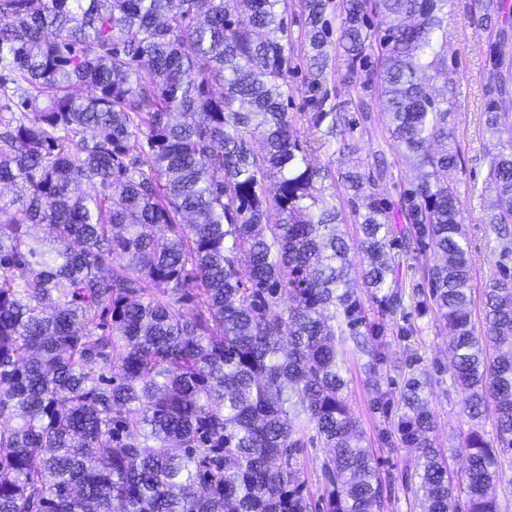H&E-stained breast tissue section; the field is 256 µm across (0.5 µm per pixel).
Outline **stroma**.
<instances>
[{"label":"stroma","mask_w":512,"mask_h":512,"mask_svg":"<svg viewBox=\"0 0 512 512\" xmlns=\"http://www.w3.org/2000/svg\"><path fill=\"white\" fill-rule=\"evenodd\" d=\"M469 3L470 0H448L447 6L448 66L454 79L451 98L458 105L454 136L461 149V160L457 168L449 172L448 179L460 192L463 225L476 261L478 281L483 284L492 275L496 261L482 230L483 219L494 197L486 183L492 141L482 125L489 35L471 24ZM348 140L353 149L345 154L339 153L333 143L314 146L313 164L366 172L373 165L376 151L381 150L393 172L392 179L379 188L383 198L397 202L404 188L419 182L420 171L400 163L388 133L382 128L354 129ZM412 321L416 327L413 335L391 333L384 339L386 362L382 387L389 393L385 408L375 407L358 359H351L348 364L349 406L364 431L390 496L389 512H421L415 495L412 456L398 438L391 435L402 413L401 390L410 373H427L437 383L432 402L436 418L432 441L444 451L449 471L457 477L467 465L463 438L469 421L463 412L462 394L454 382L448 335L435 308H426L422 314L413 316Z\"/></svg>","instance_id":"obj_1"}]
</instances>
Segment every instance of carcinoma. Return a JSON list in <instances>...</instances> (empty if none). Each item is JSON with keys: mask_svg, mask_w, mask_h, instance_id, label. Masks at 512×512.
Listing matches in <instances>:
<instances>
[{"mask_svg": "<svg viewBox=\"0 0 512 512\" xmlns=\"http://www.w3.org/2000/svg\"><path fill=\"white\" fill-rule=\"evenodd\" d=\"M499 25L504 0H479ZM0 0V512H313L301 458L325 449L319 512H385L344 397L348 356L376 405L381 337L406 316L413 261L448 331L463 411L493 406L496 443L466 434L448 474L434 382L406 379L397 431L422 512H500L512 451V101L493 43L495 140L484 232L500 248L479 292L461 224L447 0ZM356 75L353 118L328 90L331 37ZM190 46V52L184 47ZM306 66L312 111L285 112ZM222 88L216 93L215 86ZM87 94L76 96L75 87ZM423 171L394 222L391 176L311 163L372 119ZM262 130L263 149L253 147ZM348 201L347 210L337 202ZM277 212L278 222L269 220ZM499 473L497 493L501 512H512V454L503 462Z\"/></svg>", "mask_w": 512, "mask_h": 512, "instance_id": "carcinoma-1", "label": "carcinoma"}]
</instances>
